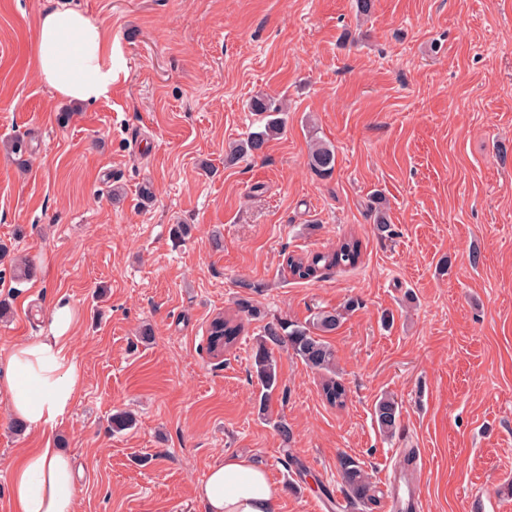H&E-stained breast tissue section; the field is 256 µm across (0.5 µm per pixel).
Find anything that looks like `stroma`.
Listing matches in <instances>:
<instances>
[{
    "label": "stroma",
    "mask_w": 512,
    "mask_h": 512,
    "mask_svg": "<svg viewBox=\"0 0 512 512\" xmlns=\"http://www.w3.org/2000/svg\"><path fill=\"white\" fill-rule=\"evenodd\" d=\"M72 2L112 40L117 78L90 105L27 64L55 0H0V353L66 303L82 377L51 431L17 433L0 404V512L13 461L56 440L80 469L75 512H203L194 486L228 454L284 489L281 512H391L395 474L421 512H512V0H375L367 16L355 0ZM259 93L286 102L285 131L225 164L265 123L248 108ZM317 139L335 148L326 175L308 165ZM350 235L356 268L291 277L288 255ZM340 309L328 341L345 406L282 349L260 405L264 322ZM219 314L244 331L217 359ZM385 395L401 411L390 437L373 416ZM124 412L134 426L114 431ZM342 455L377 504L351 498Z\"/></svg>",
    "instance_id": "35a3bbf8"
}]
</instances>
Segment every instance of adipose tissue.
Returning a JSON list of instances; mask_svg holds the SVG:
<instances>
[{
	"label": "adipose tissue",
	"instance_id": "adipose-tissue-1",
	"mask_svg": "<svg viewBox=\"0 0 512 512\" xmlns=\"http://www.w3.org/2000/svg\"><path fill=\"white\" fill-rule=\"evenodd\" d=\"M30 65L55 94L76 103L107 96L112 87V41L92 18L57 0L37 20ZM47 333L0 357V402L12 419L51 429L74 402L81 384L71 353L74 312L57 304ZM15 512H74L75 482L59 447L35 448L11 468ZM206 512H279L280 491L263 469L228 455L194 488Z\"/></svg>",
	"mask_w": 512,
	"mask_h": 512
}]
</instances>
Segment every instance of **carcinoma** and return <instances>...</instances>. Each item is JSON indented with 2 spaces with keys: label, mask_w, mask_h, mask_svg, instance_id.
Wrapping results in <instances>:
<instances>
[{
  "label": "carcinoma",
  "mask_w": 512,
  "mask_h": 512,
  "mask_svg": "<svg viewBox=\"0 0 512 512\" xmlns=\"http://www.w3.org/2000/svg\"><path fill=\"white\" fill-rule=\"evenodd\" d=\"M249 109L259 115H266L264 129L253 132L248 137L229 148L225 162L235 163L250 156L263 153L266 144L280 135L285 128V119L280 117L283 109L264 95H256L249 102ZM336 164L334 149L318 142L309 153V165L318 173H330ZM362 243L351 236L343 239L336 249L311 255L288 256V268L298 279H308L319 270L352 267L361 258ZM343 319L340 311H320L311 321L302 323H266L253 355V369L256 378L269 397L278 388L279 377L273 348L281 347L292 351L309 368L323 374L322 392L325 399L334 406L346 402L345 386L336 379L335 352L325 340V336L335 332ZM242 331V323L233 316L217 315L209 325L207 348L218 357L236 343ZM374 418L380 431L387 435L396 431L400 421L398 402L391 397H382L374 405ZM339 470L345 486L360 501H375V489L370 476L363 467L348 456H340Z\"/></svg>",
  "instance_id": "cac0c4a2"
}]
</instances>
